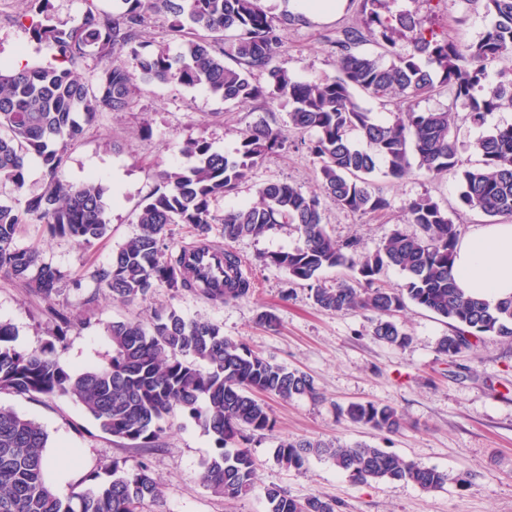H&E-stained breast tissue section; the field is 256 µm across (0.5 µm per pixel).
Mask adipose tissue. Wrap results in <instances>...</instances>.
<instances>
[{
	"instance_id": "1",
	"label": "adipose tissue",
	"mask_w": 512,
	"mask_h": 512,
	"mask_svg": "<svg viewBox=\"0 0 512 512\" xmlns=\"http://www.w3.org/2000/svg\"><path fill=\"white\" fill-rule=\"evenodd\" d=\"M453 273L465 293L488 303L512 295V224H488L460 240Z\"/></svg>"
}]
</instances>
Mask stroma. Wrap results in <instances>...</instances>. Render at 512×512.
I'll return each mask as SVG.
<instances>
[{
  "instance_id": "stroma-1",
  "label": "stroma",
  "mask_w": 512,
  "mask_h": 512,
  "mask_svg": "<svg viewBox=\"0 0 512 512\" xmlns=\"http://www.w3.org/2000/svg\"><path fill=\"white\" fill-rule=\"evenodd\" d=\"M22 0H0V62L25 61L43 65L52 48L31 39L15 21ZM392 10L410 11L427 18L436 31L467 41L477 40L489 19L466 0H393ZM358 17L357 6L340 0L336 12L313 14L282 33V47L274 59L293 79L318 82L336 76V56L329 44ZM419 111L451 110L455 145L463 167L480 157L478 140L495 128L512 124V105L489 113L483 124L470 123L453 108L447 91L415 100ZM285 125V109L265 111L255 103L233 104L199 87L151 83L141 85L131 109L100 113L72 148L63 169L66 180L79 182L97 176L106 189L108 230L104 238L86 246L70 238L50 237L39 224L21 225L19 246L36 245L43 261L65 276L52 301L29 292L20 282L0 277V322L11 325L16 348H41L55 334L53 311L68 316L73 326L56 346L59 363L71 371L103 365L110 353L106 327L115 321L149 323L154 311H176L187 319L211 321L224 334L246 343L265 357L313 377L319 400L306 397L271 401L275 421L272 434L256 435L250 450L257 462L254 491L246 498L215 496L199 480L203 461L213 446L202 420L176 415L174 426L153 451L151 471L164 495V512H265L263 491L275 485L291 496L323 495L336 499L340 512H512V342L485 336L455 357L439 353L437 344L449 332L448 321L414 304L396 319L409 334L401 347L375 339L370 314L335 313L317 308L308 285L290 281L286 272L266 258L279 250L302 246L294 225L276 234L244 237L232 244L247 264L256 290L230 305L213 304L187 290L160 288L147 300L130 304L113 301L98 292L93 274L108 267L112 254L133 237L140 203L159 185L162 171L192 165L184 153L187 140L203 139L231 154L240 134L256 121ZM287 181L304 193L317 192L313 160L305 137L289 133L286 147L254 168L238 194L214 203L216 212L255 203L258 187ZM376 189L388 199L383 216L351 213L323 200V221L335 238H356L358 250L374 253L396 230L415 234L405 223L404 209L417 198L428 197L447 210L461 235L488 224L483 213L459 203L456 174L430 179L411 169L399 182L378 179ZM274 313L277 331L261 328L262 312ZM372 401L395 407L405 425L396 434L377 433L341 416L352 402ZM0 406L33 418L49 435L48 451L58 458L55 490L71 493L78 470L94 461L119 457L128 466L141 459L102 432L84 410L70 400L40 394L0 392ZM340 439L366 442L426 467L456 475L473 474L474 484L461 489L448 483L430 493L404 481L352 482L337 472L331 460L310 458L302 470L277 463L274 448L281 439Z\"/></svg>"
}]
</instances>
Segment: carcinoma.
Masks as SVG:
<instances>
[{"mask_svg":"<svg viewBox=\"0 0 512 512\" xmlns=\"http://www.w3.org/2000/svg\"><path fill=\"white\" fill-rule=\"evenodd\" d=\"M24 2L17 22L34 40L52 44L55 54L45 65L0 64V182L11 184L15 193L0 202V273L48 301L58 295L63 276L42 261L37 247L18 246V226L33 221L52 237L84 245L102 238L105 189L92 177L76 183L61 178L69 151L98 112L129 110L139 84L176 82L203 87L226 102L255 101L269 109L287 105L288 128L313 134L309 152L320 193L271 182L259 188L258 202L219 216L213 203L236 192L255 166L280 151L287 134L259 121L242 132L232 155L212 151L204 140L188 142L185 153L193 165L161 172V186L144 199L137 215L138 233L97 273L98 288L113 300H145L158 288L189 290L213 304L247 298L255 282L241 271L242 259L229 244L293 224L303 246L267 260L289 280L310 286L318 308L370 312L376 316L374 336L402 346L409 336L394 316L410 301L448 320L450 333L441 337L438 349L450 357L482 336L512 342V296L491 307L458 287L451 268L460 232L431 198L406 207L407 222L419 233L395 230L372 254L358 253L354 239L332 237L321 208V198L327 197L352 213L387 210L389 201L374 189V178L401 179L413 156L427 176L461 172L463 207L512 218V125L478 141L480 163L462 171L451 137L452 113L412 108L413 99L443 89L472 123L481 124L488 113L512 103L511 67L499 71L498 83L484 87L489 67L512 60V0H470L490 17L487 29L471 42L448 38L416 13L390 10V0H359L362 26H349L329 40L338 75L318 83L296 81L272 65L282 32L303 15H275L263 0H120L116 9L85 0L81 19L69 27L45 23L42 0ZM158 14L171 18L169 33L181 44L176 56L151 50L143 40L149 18ZM400 32L411 34L412 49L388 66L360 51L371 42L387 52ZM119 55L124 60L118 63ZM90 57L98 66L91 81L75 73ZM359 92L394 105L393 118L380 120L362 107ZM32 155L40 160L46 184L41 194L26 198L25 168ZM174 224L189 227L198 246L210 245L212 225H220L224 265L233 271L224 277V287L201 278L183 251L166 249ZM389 267L405 273L403 285L382 283ZM331 268L352 275L331 288L316 284ZM69 328L70 322L59 318L53 339L25 352L14 347L12 328L0 322V391L65 397L104 433L147 451L158 448L176 413L199 418L213 440L200 482L230 500L254 488L251 436L274 430L265 398H319L310 375L261 355L210 321L187 320L174 311L155 312L147 326L114 321L107 326L110 357L81 372L68 371L55 358V344ZM340 414L380 434H396L404 426L396 408L375 402L351 403ZM47 445L39 422L0 408V512H143L148 501L162 503L146 457L131 469L117 458L97 464L73 483L70 496H58L46 476ZM312 456L330 459L355 483L405 481L424 492L448 483L446 472L362 442L287 439L274 450L278 464L288 469H302ZM103 471L112 479H102ZM264 497L266 512L339 508L333 499L296 498L278 486L265 488Z\"/></svg>","mask_w":512,"mask_h":512,"instance_id":"1","label":"carcinoma"}]
</instances>
